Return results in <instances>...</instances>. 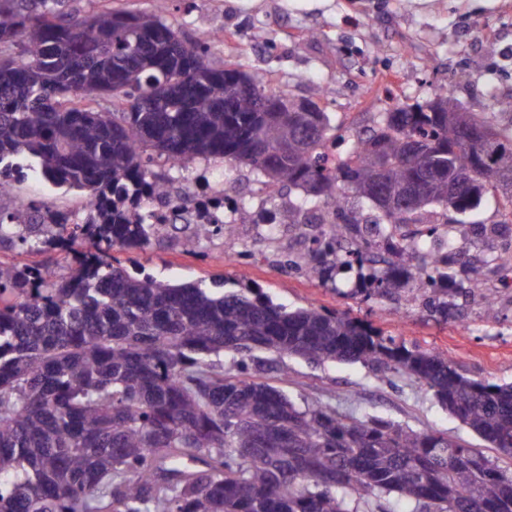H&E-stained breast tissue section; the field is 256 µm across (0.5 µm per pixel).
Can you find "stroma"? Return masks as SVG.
I'll return each mask as SVG.
<instances>
[{
    "label": "stroma",
    "mask_w": 512,
    "mask_h": 512,
    "mask_svg": "<svg viewBox=\"0 0 512 512\" xmlns=\"http://www.w3.org/2000/svg\"><path fill=\"white\" fill-rule=\"evenodd\" d=\"M82 16L103 11H155L196 40L210 42L214 66L240 65L249 74L285 86L296 98L323 89L336 150L346 153L359 132L373 127L376 115L394 105L424 104L446 90L463 110L485 115L499 128H512V112L491 109L492 100L512 97V0H69ZM219 40H212V33ZM182 175L224 178L232 197L246 204L240 230L202 240L195 253L181 251L163 238L141 250L116 248L112 254L127 270L143 268L171 283H211L226 290L261 288L287 308L314 306L347 311L396 336L406 345L437 352L470 377L512 383V236L476 242L472 231L494 224L503 210L500 192L489 191L467 217V235L456 230L428 238L431 249L451 240L457 254L454 271L467 288L449 294L448 315L431 310L436 296L409 291L379 296L348 289L339 294L332 282L311 279L293 269L308 262L315 225L282 227L270 236L253 211L266 194L246 168L196 158ZM40 201L84 217L83 191L57 187L40 172L16 184L12 197L0 200L10 212L14 199ZM495 297V318L485 314L486 295ZM246 376L277 383L297 405L321 402L343 417L385 419L417 432L444 433L477 448L489 458L478 436L449 415L432 392L409 377L360 363H315L299 357L259 352L247 360ZM279 383V382H278Z\"/></svg>",
    "instance_id": "35a3bbf8"
}]
</instances>
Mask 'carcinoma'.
I'll use <instances>...</instances> for the list:
<instances>
[{
	"label": "carcinoma",
	"mask_w": 512,
	"mask_h": 512,
	"mask_svg": "<svg viewBox=\"0 0 512 512\" xmlns=\"http://www.w3.org/2000/svg\"><path fill=\"white\" fill-rule=\"evenodd\" d=\"M21 54L0 61V196L25 180L88 191L100 201L86 224L45 203L27 223L0 214V248L75 253L66 277L49 255L33 266L0 263V512H386L394 493L415 512H512V465L470 444L391 421L346 420L319 404L298 407L268 383L224 375L222 354L255 351L402 372L464 426L512 460V384L470 378L448 358L408 348L345 312L289 310L263 291L222 292L132 275L109 251L144 248L168 224L129 216L153 164L197 157L245 166L262 178L282 224H326L312 240V277L395 295L406 287L459 292L455 253L414 239L379 267L383 225L426 224L479 207L488 184L512 170V132L474 112L457 126H487L473 188L448 184L471 156L437 112L419 104L379 113L377 126L334 159L326 112H295L288 91L258 77L224 83L210 48L155 12L81 17L66 0H0V37ZM273 99L278 111L262 112ZM378 214L346 208V185ZM285 187L304 196L279 202ZM194 250L230 224H185Z\"/></svg>",
	"instance_id": "1"
}]
</instances>
